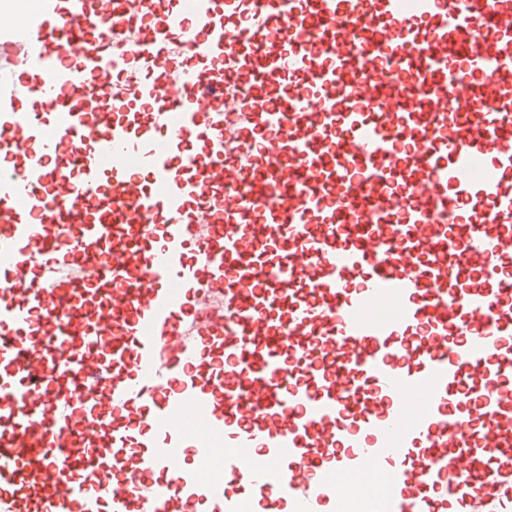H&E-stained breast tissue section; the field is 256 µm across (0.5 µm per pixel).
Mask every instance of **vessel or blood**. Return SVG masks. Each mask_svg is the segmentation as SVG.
I'll return each instance as SVG.
<instances>
[{
	"mask_svg": "<svg viewBox=\"0 0 512 512\" xmlns=\"http://www.w3.org/2000/svg\"><path fill=\"white\" fill-rule=\"evenodd\" d=\"M108 2L0 19V512H512V0Z\"/></svg>",
	"mask_w": 512,
	"mask_h": 512,
	"instance_id": "b4317fda",
	"label": "vessel or blood"
}]
</instances>
